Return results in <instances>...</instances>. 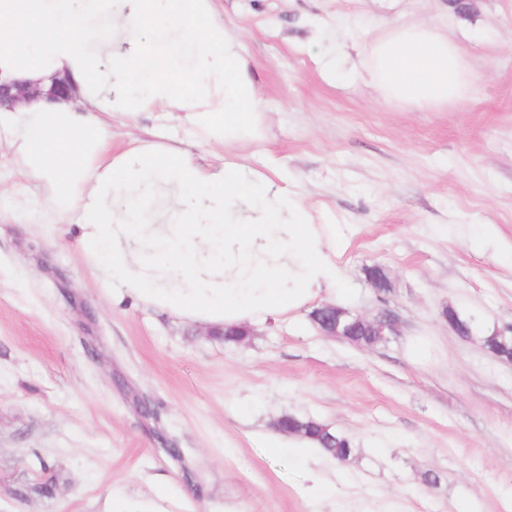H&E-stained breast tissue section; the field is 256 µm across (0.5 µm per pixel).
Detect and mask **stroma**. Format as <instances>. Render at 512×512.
I'll list each match as a JSON object with an SVG mask.
<instances>
[{
    "mask_svg": "<svg viewBox=\"0 0 512 512\" xmlns=\"http://www.w3.org/2000/svg\"><path fill=\"white\" fill-rule=\"evenodd\" d=\"M212 6L242 43L262 141L215 146L176 113L115 112L112 152L138 139L211 169L237 158L335 234L341 278L227 345L103 283L74 225L40 222L41 197L0 201V512H512V364L443 316L512 332V0ZM415 23L461 47L472 99L414 111L368 80L365 40ZM324 303L391 311L397 332L371 347L320 335ZM288 413L347 435L353 457L273 455ZM316 481L328 492L312 498Z\"/></svg>",
    "mask_w": 512,
    "mask_h": 512,
    "instance_id": "35a3bbf8",
    "label": "stroma"
}]
</instances>
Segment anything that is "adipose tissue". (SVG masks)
Returning a JSON list of instances; mask_svg holds the SVG:
<instances>
[{"mask_svg": "<svg viewBox=\"0 0 512 512\" xmlns=\"http://www.w3.org/2000/svg\"><path fill=\"white\" fill-rule=\"evenodd\" d=\"M207 0H0V82L69 77L73 101L0 107V143L104 279L141 301L218 326L278 319L340 271L336 243L269 177L235 161L209 171L147 144L107 159L103 115L158 106L186 113L208 139L258 135L259 108L238 37ZM154 27L158 37L141 34ZM190 57H183V49ZM367 74L415 108L468 100L462 50L426 24L366 42ZM152 215L144 223L143 215Z\"/></svg>", "mask_w": 512, "mask_h": 512, "instance_id": "obj_1", "label": "adipose tissue"}]
</instances>
